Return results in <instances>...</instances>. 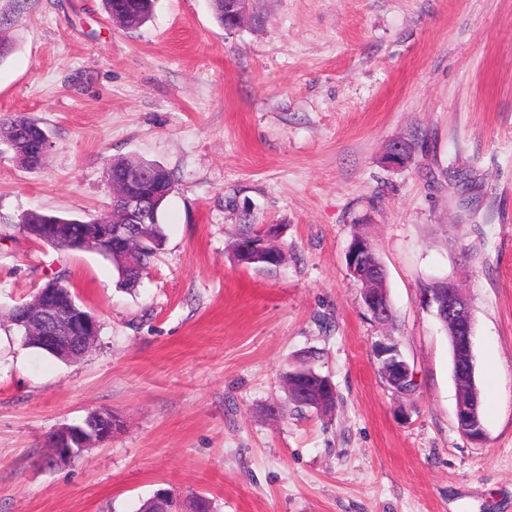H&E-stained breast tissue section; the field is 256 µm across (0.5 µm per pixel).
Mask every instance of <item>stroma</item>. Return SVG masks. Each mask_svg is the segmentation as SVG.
Here are the masks:
<instances>
[{
  "instance_id": "obj_1",
  "label": "stroma",
  "mask_w": 512,
  "mask_h": 512,
  "mask_svg": "<svg viewBox=\"0 0 512 512\" xmlns=\"http://www.w3.org/2000/svg\"><path fill=\"white\" fill-rule=\"evenodd\" d=\"M0 113L37 120L45 166L0 139V512H138L161 488L215 512H512V0H155L137 32L102 0H0ZM405 138L411 160L387 163ZM174 175L165 243L123 288L111 260L21 236L28 210L105 215L106 169ZM271 231L278 267L238 264ZM374 246L392 307L347 269ZM101 322L65 362L8 322L54 274ZM450 281L474 319L486 438L459 430L451 347L424 309ZM395 344L416 383L381 378ZM329 413L289 402L309 353ZM109 410L111 439L45 464L49 436ZM366 250H368V243L364 242L363 239L354 241L347 251V268L350 276L363 284L361 295L367 311L381 323L388 313L382 298L381 288L378 287V279L382 273L377 272V270H380V266L371 269L370 266L366 267L363 262H360L361 252ZM318 372L311 362V357L305 358L299 365L294 367L293 369L289 370L285 375V381L286 386L288 385V399L292 402H294L298 407L301 408H309V409H315L316 411L320 412H330L336 403V392L333 391L334 387L332 383L329 380H326V378H322L321 376L314 373L315 378L318 381L324 380L323 385H328L329 388H332L333 390H330L324 394H321V399L323 402L321 403V408L318 406H309L306 401L299 396V388L302 386V379L309 374H313V372Z\"/></svg>"
}]
</instances>
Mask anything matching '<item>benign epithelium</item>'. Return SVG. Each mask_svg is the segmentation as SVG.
Wrapping results in <instances>:
<instances>
[{
	"instance_id": "1",
	"label": "benign epithelium",
	"mask_w": 512,
	"mask_h": 512,
	"mask_svg": "<svg viewBox=\"0 0 512 512\" xmlns=\"http://www.w3.org/2000/svg\"><path fill=\"white\" fill-rule=\"evenodd\" d=\"M410 145L404 140L393 141L387 151V163L400 166L410 157ZM112 204L121 210L120 220L93 230V235L110 239L116 245L129 267L136 265L138 241L145 225L157 219V208L171 193V189L160 182L152 196L141 193L136 177L130 176L123 182H110ZM368 250L363 240L353 242L347 251V268L350 276L363 284L361 295L367 311L378 322H383L387 309L382 298L377 270L360 262L361 252ZM271 246L268 235L255 239L243 252L238 263L255 262L270 257ZM57 293L52 288H43L34 300L20 308L16 325L24 329V335L34 336L41 345L54 355L66 360L81 357L93 344L99 334V322L90 318L76 307L61 308L56 301ZM420 304L438 319L451 323L454 336L455 355L471 356L474 322L470 309L463 302L459 288L452 282L435 291L420 295ZM382 379L398 393H403L412 381V372L398 348L379 342L375 345ZM456 415L465 416L468 423L461 427L464 436L474 442L485 436V429L477 415L475 402L463 401L457 407ZM119 426V420L110 412L93 411L82 424L62 426L55 430L52 441V459L69 461L81 455L87 448L112 438Z\"/></svg>"
}]
</instances>
